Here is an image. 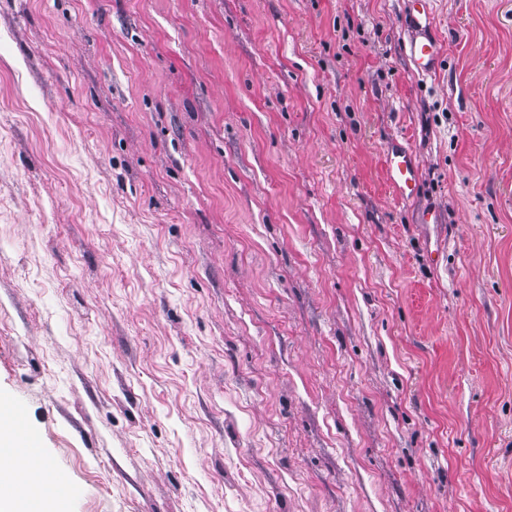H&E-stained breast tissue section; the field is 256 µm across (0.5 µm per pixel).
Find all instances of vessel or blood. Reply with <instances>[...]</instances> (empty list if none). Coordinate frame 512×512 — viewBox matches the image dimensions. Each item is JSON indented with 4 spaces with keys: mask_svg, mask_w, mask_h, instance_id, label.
<instances>
[{
    "mask_svg": "<svg viewBox=\"0 0 512 512\" xmlns=\"http://www.w3.org/2000/svg\"><path fill=\"white\" fill-rule=\"evenodd\" d=\"M411 34L407 42V55L412 73L427 77L436 73L444 54L443 45L436 34V16L433 0H410ZM384 169L388 186L400 199L414 198L419 183V164L407 143L392 141L385 150ZM0 418L5 419L16 430L26 426V409L18 400L0 403ZM29 455L15 452L9 455L6 471L15 486L18 497L34 495V488L28 487L24 477L27 472Z\"/></svg>",
    "mask_w": 512,
    "mask_h": 512,
    "instance_id": "b4317fda",
    "label": "vessel or blood"
}]
</instances>
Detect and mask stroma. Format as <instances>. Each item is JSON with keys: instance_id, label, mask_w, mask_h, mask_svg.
<instances>
[{"instance_id": "obj_1", "label": "stroma", "mask_w": 512, "mask_h": 512, "mask_svg": "<svg viewBox=\"0 0 512 512\" xmlns=\"http://www.w3.org/2000/svg\"><path fill=\"white\" fill-rule=\"evenodd\" d=\"M434 2L418 80L408 0H0V397L64 512H512V0ZM411 34L407 42V55L416 77L436 73L444 54L443 45L436 34V16L433 0H410ZM384 169L388 186L400 199H412L419 183V164L407 143L393 140L385 150Z\"/></svg>"}]
</instances>
